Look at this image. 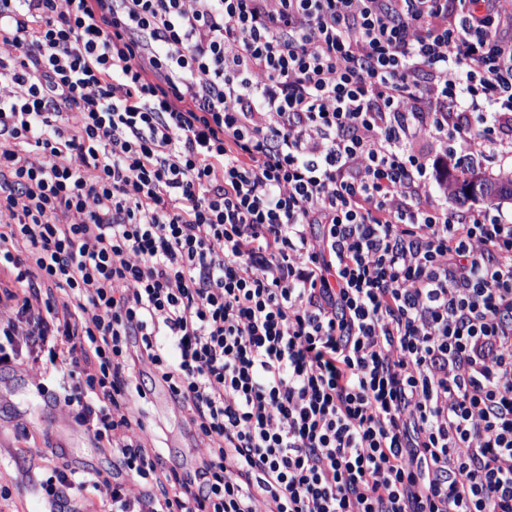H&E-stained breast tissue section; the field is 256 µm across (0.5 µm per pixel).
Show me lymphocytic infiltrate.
<instances>
[{"label":"lymphocytic infiltrate","instance_id":"lymphocytic-infiltrate-1","mask_svg":"<svg viewBox=\"0 0 512 512\" xmlns=\"http://www.w3.org/2000/svg\"><path fill=\"white\" fill-rule=\"evenodd\" d=\"M486 152L512 0H0V364L107 442L106 512H512V217L430 187ZM149 368L146 364L140 366V378L144 376L150 390L145 403L148 425L152 426L155 421L161 422L164 425V433L152 434L148 426L144 433L138 430L137 435L149 445L158 446L165 458L176 459L183 465H191L199 458L206 456L208 449L205 445L192 440L190 433L183 425L180 413L173 409L167 390L149 380Z\"/></svg>","mask_w":512,"mask_h":512}]
</instances>
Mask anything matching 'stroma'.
<instances>
[{
    "mask_svg": "<svg viewBox=\"0 0 512 512\" xmlns=\"http://www.w3.org/2000/svg\"><path fill=\"white\" fill-rule=\"evenodd\" d=\"M51 383L40 365L0 367V491L10 498L0 512H44L46 505L31 482L45 475L55 463L75 469L106 468L108 454L78 422L76 409L64 401H52ZM145 408L149 421L161 422L162 433H144L149 445L164 457L193 464L208 453L196 443L174 410L165 388L150 385ZM45 448L44 457L27 455L29 446Z\"/></svg>",
    "mask_w": 512,
    "mask_h": 512,
    "instance_id": "1",
    "label": "stroma"
}]
</instances>
